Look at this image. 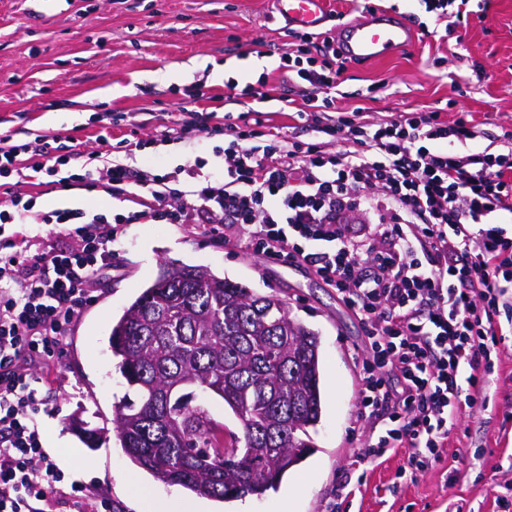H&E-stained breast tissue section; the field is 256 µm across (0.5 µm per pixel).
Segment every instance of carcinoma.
I'll return each instance as SVG.
<instances>
[{
  "label": "carcinoma",
  "instance_id": "cac0c4a2",
  "mask_svg": "<svg viewBox=\"0 0 512 512\" xmlns=\"http://www.w3.org/2000/svg\"><path fill=\"white\" fill-rule=\"evenodd\" d=\"M128 392L113 430L155 479L217 501L276 489L321 419L318 336L285 301L199 266L163 272L112 325ZM219 397L237 430L215 421Z\"/></svg>",
  "mask_w": 512,
  "mask_h": 512
}]
</instances>
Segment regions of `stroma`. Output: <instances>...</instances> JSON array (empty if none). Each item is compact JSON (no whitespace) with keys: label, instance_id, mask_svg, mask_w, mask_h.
Wrapping results in <instances>:
<instances>
[{"label":"stroma","instance_id":"1","mask_svg":"<svg viewBox=\"0 0 512 512\" xmlns=\"http://www.w3.org/2000/svg\"><path fill=\"white\" fill-rule=\"evenodd\" d=\"M395 6L431 22L422 0H329L319 36L365 8ZM291 51L295 31L274 0H0V133L25 142L36 131L71 136L85 152L113 117L121 134L148 146L140 165L167 173L206 159L214 186L224 182V162L214 151L223 136L188 146H150L162 126L177 119L184 88L200 86L202 107L214 110L228 83H256L268 74L271 94L302 100L304 86L279 72L266 46ZM333 112L359 111L365 124L410 113L469 120L473 137L460 153H504L512 148V0H470L448 37H419L395 56L345 62ZM32 193L36 213L82 208L109 215L131 202L101 190L67 187L37 176L0 187V205L14 192ZM36 255L65 236L41 223L0 226V255L16 233ZM201 266L257 295L285 300L291 316L320 338L322 418L311 430V453L265 496L220 502L164 484L135 467L112 429V407L127 387L112 360L113 323L164 265ZM367 355L360 321L336 293L305 267H282L245 249L240 241L206 232L199 224H122L112 243V269L93 303L73 324L35 419L50 459L69 480L109 498L110 512H138L141 487L167 501L169 512H325L345 477L356 478L340 512H501L498 498L512 484V325L503 324L482 399L462 411L448 437L441 465L416 480L398 472L408 455L397 448L357 464L375 436L358 417L359 374ZM103 431L89 448L73 419Z\"/></svg>","mask_w":512,"mask_h":512}]
</instances>
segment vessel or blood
Returning <instances> with one entry per match:
<instances>
[{"label":"vessel or blood","instance_id":"obj_1","mask_svg":"<svg viewBox=\"0 0 512 512\" xmlns=\"http://www.w3.org/2000/svg\"><path fill=\"white\" fill-rule=\"evenodd\" d=\"M328 0H276L279 14L289 26L313 31L328 19ZM417 38L415 23L391 10H371L360 19L338 25L334 32L341 57L351 61H377L394 56Z\"/></svg>","mask_w":512,"mask_h":512}]
</instances>
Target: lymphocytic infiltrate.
<instances>
[{
  "instance_id": "obj_1",
  "label": "lymphocytic infiltrate",
  "mask_w": 512,
  "mask_h": 512,
  "mask_svg": "<svg viewBox=\"0 0 512 512\" xmlns=\"http://www.w3.org/2000/svg\"><path fill=\"white\" fill-rule=\"evenodd\" d=\"M285 52L278 68L311 88L305 109L279 96L280 116L306 120L315 131L346 140L334 152L293 141L256 111L270 101L263 86L229 85L225 100L239 113L219 117L224 183L198 179L196 159L160 174L132 164L141 142L110 145L98 135L100 166L67 178L76 189L103 188L134 203L128 213L61 209L48 224L67 225L71 248L31 258H0V512H109L100 493L67 481L50 460L34 420L42 389L30 374L59 349L92 299L102 269L112 264L121 224L151 220L206 224L211 233L244 241L278 264H305L333 288L361 321L368 356L362 364L360 415L380 425L361 452L368 459L402 446L403 473L440 465L448 435L463 408L486 388L497 318L512 309V241L496 224L512 213V153L449 151V139H471L465 119L454 123L410 113L370 128L340 116L324 123L341 72L328 56L331 38ZM183 108L161 142L192 144L212 134L184 92ZM76 154L51 135L29 142L0 136V177L32 171L56 176ZM368 218L354 231V215Z\"/></svg>"
}]
</instances>
